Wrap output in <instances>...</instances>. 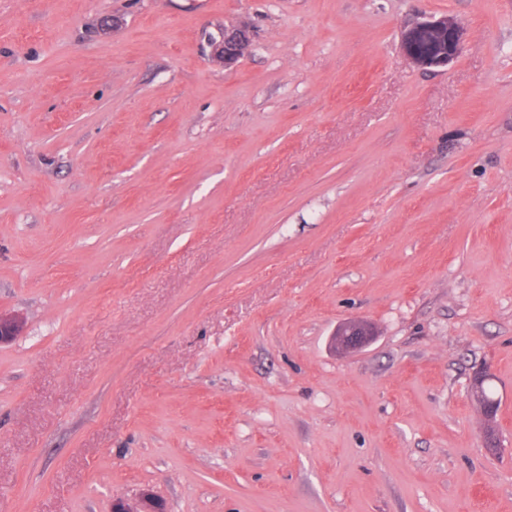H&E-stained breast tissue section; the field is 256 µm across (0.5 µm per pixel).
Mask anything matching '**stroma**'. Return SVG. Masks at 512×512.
Here are the masks:
<instances>
[{
    "mask_svg": "<svg viewBox=\"0 0 512 512\" xmlns=\"http://www.w3.org/2000/svg\"><path fill=\"white\" fill-rule=\"evenodd\" d=\"M0 312V512H512V0H0ZM464 30L451 16H431L415 22L401 38L405 56L422 69L445 68L462 51ZM213 56L224 62V67L236 64L249 50L251 37L245 28L225 29L219 40L211 43ZM333 336L334 346L344 350H359L370 343L373 333L362 323H345ZM164 503L150 490H143L134 499L120 498L112 502V512H165Z\"/></svg>",
    "mask_w": 512,
    "mask_h": 512,
    "instance_id": "stroma-1",
    "label": "stroma"
}]
</instances>
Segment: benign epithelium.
<instances>
[{"label":"benign epithelium","mask_w":512,"mask_h":512,"mask_svg":"<svg viewBox=\"0 0 512 512\" xmlns=\"http://www.w3.org/2000/svg\"><path fill=\"white\" fill-rule=\"evenodd\" d=\"M463 41L460 24L443 15L415 22L403 32L401 46L405 56L419 68H446L461 54ZM211 46L213 56L229 67L248 52L251 37L245 28L226 29ZM23 330L21 318L0 313V344L15 340ZM372 336L371 329L362 323H345L334 333L333 341L345 350H359L370 343ZM112 512H165V506L153 492L144 490L131 500H114Z\"/></svg>","instance_id":"benign-epithelium-1"}]
</instances>
